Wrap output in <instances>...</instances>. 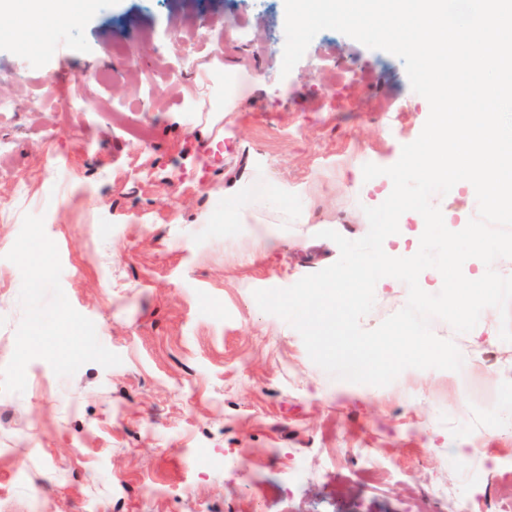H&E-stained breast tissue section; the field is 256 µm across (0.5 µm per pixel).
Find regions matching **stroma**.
Returning a JSON list of instances; mask_svg holds the SVG:
<instances>
[{
    "instance_id": "35a3bbf8",
    "label": "stroma",
    "mask_w": 512,
    "mask_h": 512,
    "mask_svg": "<svg viewBox=\"0 0 512 512\" xmlns=\"http://www.w3.org/2000/svg\"><path fill=\"white\" fill-rule=\"evenodd\" d=\"M186 14L194 31L171 36ZM284 16L283 0H96L66 29L0 15V512H499L512 342L461 379L356 384L254 299L335 263L323 230L367 234L393 184L354 173L394 165L430 112L399 58L334 30L282 74ZM226 64L239 100L217 134L202 111ZM237 186L287 214L226 223ZM432 202L454 231L478 209L461 184ZM267 221L278 236L254 251Z\"/></svg>"
}]
</instances>
